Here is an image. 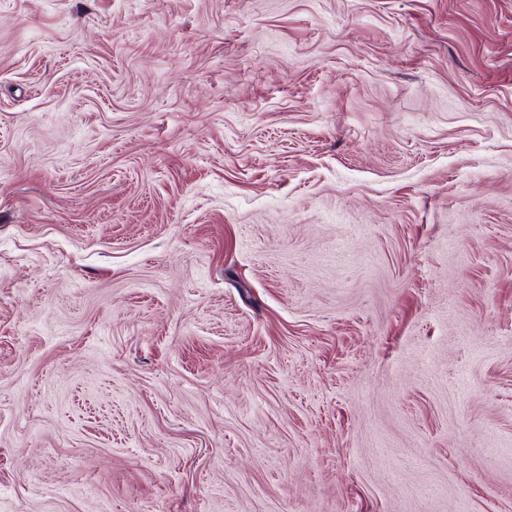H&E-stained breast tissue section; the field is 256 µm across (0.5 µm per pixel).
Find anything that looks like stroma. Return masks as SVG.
Returning <instances> with one entry per match:
<instances>
[{
  "instance_id": "obj_1",
  "label": "stroma",
  "mask_w": 512,
  "mask_h": 512,
  "mask_svg": "<svg viewBox=\"0 0 512 512\" xmlns=\"http://www.w3.org/2000/svg\"><path fill=\"white\" fill-rule=\"evenodd\" d=\"M0 512H512V0H0Z\"/></svg>"
}]
</instances>
